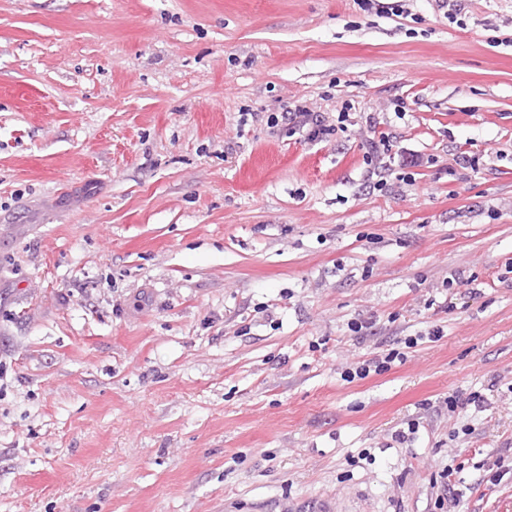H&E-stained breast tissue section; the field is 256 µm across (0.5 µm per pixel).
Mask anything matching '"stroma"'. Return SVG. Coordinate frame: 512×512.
I'll use <instances>...</instances> for the list:
<instances>
[{"label": "stroma", "instance_id": "obj_1", "mask_svg": "<svg viewBox=\"0 0 512 512\" xmlns=\"http://www.w3.org/2000/svg\"><path fill=\"white\" fill-rule=\"evenodd\" d=\"M500 461L512 0H0V512H439ZM315 112L309 111L306 107L295 106L291 111L272 112L267 117V124L271 127L285 124L294 132L305 133L310 140H323L337 130L335 126L327 125L325 120ZM406 359L405 352H400L398 349L392 348L381 357L354 362L343 372L342 377L344 381L351 383L356 379H365L371 372L380 373L386 371L391 368L395 361L402 363L405 362ZM458 472L456 467L448 464V468H444L439 475L443 487V493L438 497V506L441 510L444 509L446 502H448V507L455 508L463 500L464 493L458 488L461 479L456 480L455 478Z\"/></svg>", "mask_w": 512, "mask_h": 512}]
</instances>
